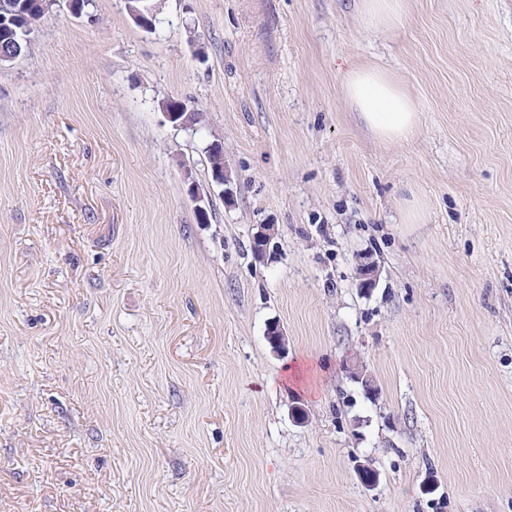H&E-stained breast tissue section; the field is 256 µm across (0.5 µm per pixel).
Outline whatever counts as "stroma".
I'll return each mask as SVG.
<instances>
[{
	"mask_svg": "<svg viewBox=\"0 0 512 512\" xmlns=\"http://www.w3.org/2000/svg\"><path fill=\"white\" fill-rule=\"evenodd\" d=\"M95 4L0 68V512H512V0ZM405 9V0H362L363 20L368 28L397 26ZM345 94L367 127L381 140L405 141L417 131L419 114L414 99L382 68L351 70ZM165 107V110L166 112H163L166 120L170 123H172V126L173 127H176V128H186L188 126H191L190 124H187L183 121H178V122H174L175 120H177L178 116L180 115V113L182 114L181 115V120L185 117H187V119L189 120L190 123H192V125H195L198 121V113L195 112L194 109H190L187 104L183 103L182 101H179V100H169L166 102V104L164 105ZM186 112H191V113H186ZM207 163H208V171L210 176L213 172L216 171H224L223 174L217 173L213 174L210 181H208V187H203L199 183L195 181H191L188 187V194L191 197L192 201L196 203V210L198 214H205L207 212V205L210 207L211 198V189L213 185L218 187H222V196L226 200L233 199L234 191L231 189V177L229 175V171L227 167L224 165V151L220 146L216 145V148L207 152ZM225 186V188H224Z\"/></svg>",
	"mask_w": 512,
	"mask_h": 512,
	"instance_id": "35a3bbf8",
	"label": "stroma"
}]
</instances>
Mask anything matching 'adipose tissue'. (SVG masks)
Segmentation results:
<instances>
[{
  "instance_id": "ef3b65f1",
  "label": "adipose tissue",
  "mask_w": 512,
  "mask_h": 512,
  "mask_svg": "<svg viewBox=\"0 0 512 512\" xmlns=\"http://www.w3.org/2000/svg\"><path fill=\"white\" fill-rule=\"evenodd\" d=\"M345 94L367 127L381 140L400 142L416 132L419 114L414 99L382 68L351 70Z\"/></svg>"
}]
</instances>
